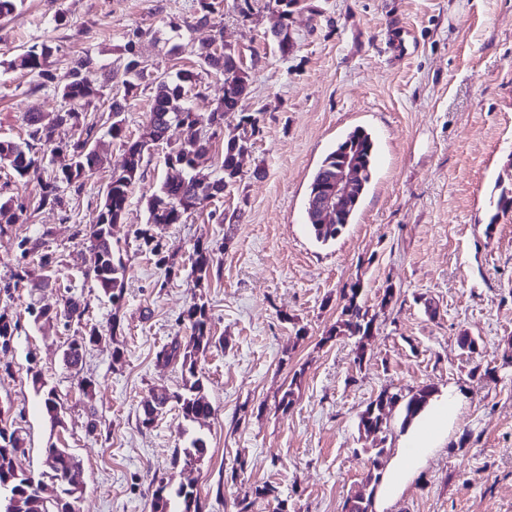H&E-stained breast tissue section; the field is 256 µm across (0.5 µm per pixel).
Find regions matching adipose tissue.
I'll use <instances>...</instances> for the list:
<instances>
[{"label": "adipose tissue", "instance_id": "ef3b65f1", "mask_svg": "<svg viewBox=\"0 0 512 512\" xmlns=\"http://www.w3.org/2000/svg\"><path fill=\"white\" fill-rule=\"evenodd\" d=\"M459 412V396L451 389L433 398L426 409L406 426L400 445L377 489L378 508L383 510L388 507L401 494L433 450L449 437Z\"/></svg>", "mask_w": 512, "mask_h": 512}]
</instances>
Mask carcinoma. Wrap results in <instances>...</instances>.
<instances>
[{
  "mask_svg": "<svg viewBox=\"0 0 512 512\" xmlns=\"http://www.w3.org/2000/svg\"><path fill=\"white\" fill-rule=\"evenodd\" d=\"M223 9L224 0H198L194 18L184 22V26L192 29L209 23L214 27L216 18ZM146 35L148 32L140 28L128 34L123 47L126 63L122 88L118 89L119 97L110 98L105 109L99 106V90L89 86L82 77V69L92 64L91 58L80 60L70 69L65 80L60 82L47 68L52 47L47 44L29 47L10 66L25 70L33 76L30 91L54 88L64 101L61 108L62 118L77 126L80 133L70 142H58L54 138V130L42 123L41 116L30 114L26 118L24 142L0 140V162L9 166L19 177L41 174L43 159L49 153L64 157V163L53 170L43 183V193L38 201L40 208L50 206L64 212L66 208L61 188L64 187L76 195L81 194L86 177L98 167L90 142L97 138L101 123L97 112L103 110L108 113V132L112 138L122 142L124 159L120 169L112 171L96 223L86 229L83 243L86 244L88 253L87 272L93 274L98 288L112 303L123 299L126 288V266L112 247V225L120 221L128 206L130 187L141 169L145 153L150 151L147 140H132L125 134L124 112L134 91L143 83L154 87L148 140L165 143L168 147L164 155L165 167L173 166L177 169L176 175H166L159 188L147 200L150 224H182L192 213L206 209L214 199L241 181L243 174L237 157L249 151L253 141L262 133L257 115L237 111V105L248 94L249 87L248 76L242 72L240 57L211 42L201 44L197 50L201 67L224 82L223 100L212 112V124L227 129V133L223 134V150L220 156L222 176L213 177L198 169L195 165L196 159L212 152L218 142L215 135L201 133L187 122L190 106L185 95L189 88L199 86V73L190 69L174 68L162 76H152L148 66L140 65L138 58L132 54V39ZM173 126L184 130V138L174 145L168 137ZM349 147L356 150L362 160V181L357 196L347 204L341 215L324 223L314 208V200L334 175L336 166ZM375 153V138L365 129L357 127L321 162L312 178L306 199L307 226L316 241L327 244L335 240L351 223L371 182ZM26 211L24 204H16L11 198L0 202V233L13 224L23 222ZM139 238L142 245L158 257V263L166 266L167 272H172L174 265L162 256L160 244L145 230L139 232ZM189 260L190 275L195 284L201 287L209 279L214 267V252L196 244ZM44 285L43 274H37L21 264L19 271L0 284V290L8 292L13 288L34 289ZM361 296L360 283L351 284L348 292L343 294L339 318L327 332V339L363 337L371 332L376 315L370 313L369 306L362 301ZM86 310L87 307L79 300L69 297L59 309H39L37 317L45 319L47 323L62 320L66 326L73 322L80 325ZM182 321L188 323L190 328L188 340L174 338L158 352L157 359L166 364L180 365L184 378L183 387L170 394H154L145 400L141 419L144 426L152 425L149 418L152 408L170 403L176 405L183 420L189 424L198 423L212 413V407L204 394L202 378L197 372L196 355L212 345L222 343V339L212 334L209 316L203 303L191 305L183 312ZM99 340L100 331L96 325L85 327L82 336L69 343L66 362L71 366L78 365L86 347ZM31 382L35 392L42 395L44 410L50 420L54 423L61 422L62 406L55 390L47 387V382L39 371H31ZM434 392L432 385H426L408 397L383 390L367 404L359 417L358 426L366 429L371 427L381 433L388 430L389 412L399 402L402 403L404 421L407 422L424 408ZM183 433L187 434L186 441L183 448L176 452L174 459V463L181 466L180 480L175 482L161 478L155 481L152 512H204L192 474L198 462L207 454V441L201 435L188 433L186 429ZM22 447L24 438L19 429L0 419V512H75L76 496L68 484V474L80 467L79 461L69 449L52 445L44 449V456L54 460V468H46L35 476L19 464L20 456L25 454ZM46 479L56 484L58 489V495L52 502L42 499L39 494V485ZM254 495L253 500L247 497L235 500V512H253L255 500L268 497L278 502L277 512H286L285 502L278 499L275 487L268 484L258 486Z\"/></svg>",
  "mask_w": 512,
  "mask_h": 512,
  "instance_id": "obj_1",
  "label": "carcinoma"
}]
</instances>
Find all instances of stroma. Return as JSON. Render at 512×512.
Returning a JSON list of instances; mask_svg holds the SVG:
<instances>
[{
  "label": "stroma",
  "instance_id": "35a3bbf8",
  "mask_svg": "<svg viewBox=\"0 0 512 512\" xmlns=\"http://www.w3.org/2000/svg\"><path fill=\"white\" fill-rule=\"evenodd\" d=\"M267 2L255 0L246 16L240 0H224L215 30H183L195 0H23L0 21L1 139L21 140L26 113L61 104L53 90L30 92V75L11 60L48 42L56 75L89 56L83 75L106 91L123 79L118 59L137 28L153 32L138 51L157 75L197 68L196 48L220 36L249 76L239 110L258 113L263 130L242 158V181L213 203L236 213L230 223L196 213L182 224H148L146 202L166 173L164 148L152 150L112 227L126 264L117 304L85 275L78 231L97 219L123 159L120 141L100 129L107 161L81 195L66 194L62 211L38 207L39 179L0 167V197L28 207L24 223L0 234V279L15 270L21 240L38 245L30 267L52 259L49 287L0 293V311L21 326L12 349L0 351V410L22 431V466L40 473L45 448H69L83 471L79 512H151L153 481L180 475L173 461L183 419L170 405L143 426L141 404L181 388L179 366L156 354L189 336L181 315L202 303L222 339L197 360L212 406L195 473L205 512H233L234 500L266 483L288 512H342L365 489L376 448L386 447L385 466L400 440L399 414L382 440L362 436L360 414L382 390L409 395L425 385L461 393L458 422L385 512H512V211L498 206L512 189V0H307L288 21L294 48L286 55ZM60 12L63 27L54 21ZM357 126L377 142L373 178L353 223L323 245L307 226L309 185ZM144 229L177 275L145 250ZM197 243L220 261L201 288L188 276ZM356 281L377 314L373 331L360 341L327 339L341 293ZM389 286L397 300L384 308ZM68 296L87 303L103 333L75 367L64 351L80 327L28 313ZM464 334L476 351L460 348ZM32 367L64 406L60 424L31 386ZM290 387L294 404L284 412L278 404Z\"/></svg>",
  "mask_w": 512,
  "mask_h": 512
}]
</instances>
